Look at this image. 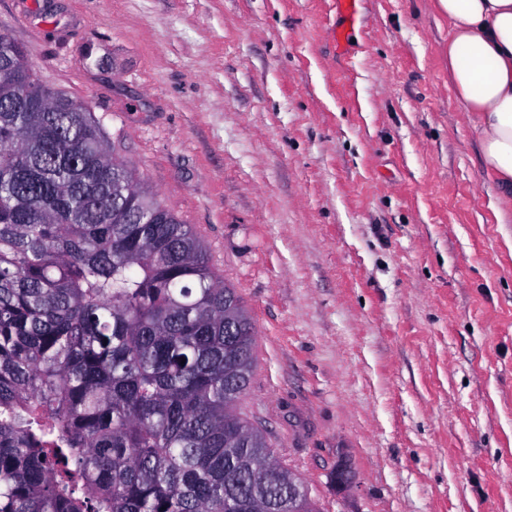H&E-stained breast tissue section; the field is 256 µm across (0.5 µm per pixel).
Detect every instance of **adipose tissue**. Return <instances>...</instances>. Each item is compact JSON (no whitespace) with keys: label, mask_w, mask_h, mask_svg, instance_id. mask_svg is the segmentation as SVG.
<instances>
[{"label":"adipose tissue","mask_w":512,"mask_h":512,"mask_svg":"<svg viewBox=\"0 0 512 512\" xmlns=\"http://www.w3.org/2000/svg\"><path fill=\"white\" fill-rule=\"evenodd\" d=\"M450 26L448 63L456 95L475 113L478 153L492 176L500 222L512 217V0H438Z\"/></svg>","instance_id":"adipose-tissue-1"}]
</instances>
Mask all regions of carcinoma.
I'll use <instances>...</instances> for the list:
<instances>
[{
  "mask_svg": "<svg viewBox=\"0 0 512 512\" xmlns=\"http://www.w3.org/2000/svg\"><path fill=\"white\" fill-rule=\"evenodd\" d=\"M254 345L197 234L0 32V512H320L236 412Z\"/></svg>",
  "mask_w": 512,
  "mask_h": 512,
  "instance_id": "carcinoma-1",
  "label": "carcinoma"
}]
</instances>
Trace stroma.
Segmentation results:
<instances>
[{"instance_id":"obj_1","label":"stroma","mask_w":512,"mask_h":512,"mask_svg":"<svg viewBox=\"0 0 512 512\" xmlns=\"http://www.w3.org/2000/svg\"><path fill=\"white\" fill-rule=\"evenodd\" d=\"M358 9L0 0V31L236 289L238 411L321 512H512V223L437 0Z\"/></svg>"}]
</instances>
